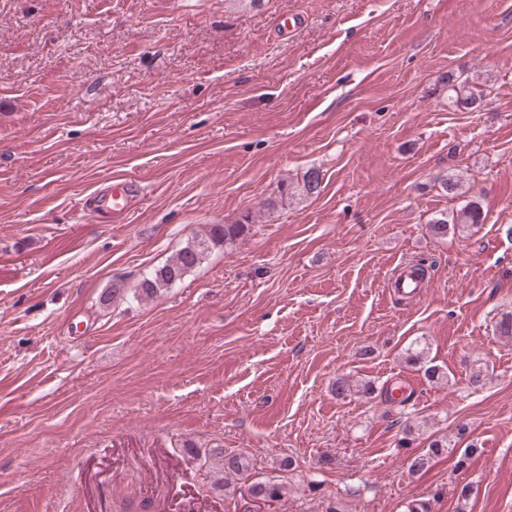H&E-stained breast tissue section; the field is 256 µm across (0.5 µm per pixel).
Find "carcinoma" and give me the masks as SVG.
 <instances>
[{
    "label": "carcinoma",
    "instance_id": "cac0c4a2",
    "mask_svg": "<svg viewBox=\"0 0 512 512\" xmlns=\"http://www.w3.org/2000/svg\"><path fill=\"white\" fill-rule=\"evenodd\" d=\"M448 105L455 107L471 108L482 98V93L468 85L465 81L454 79L448 75ZM322 179L320 172L316 169L308 170L303 178L302 184L295 187L291 183L280 184L279 197L285 198L299 192L302 196H313L320 191ZM484 221L478 203L470 201L466 203L453 217V223L459 224H481ZM248 224H212L207 233L183 247L176 256L166 265L145 277L140 283V291L145 295H152L160 288H167L183 276L201 264L211 252V249L221 244H231L245 235ZM334 391L337 398H345L351 395H361L370 400L397 407H406L411 400L407 395L403 398H395L384 388H378L373 383L355 382L349 378H338L334 384ZM448 452V440L435 439L426 451L411 458L409 470L414 473L426 471L431 467L434 459L443 456ZM209 457L217 460L220 464L222 477V488L237 492L240 484L248 481L250 485L248 492L250 496L263 500H278L288 493V485L285 482L275 480L250 481V465L245 455L239 451L225 448H212L209 450Z\"/></svg>",
    "mask_w": 512,
    "mask_h": 512
}]
</instances>
